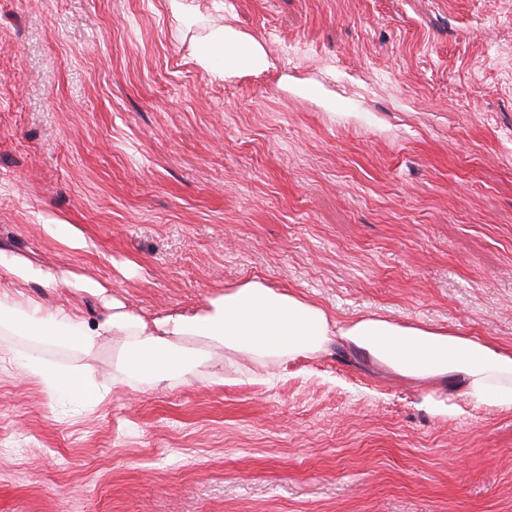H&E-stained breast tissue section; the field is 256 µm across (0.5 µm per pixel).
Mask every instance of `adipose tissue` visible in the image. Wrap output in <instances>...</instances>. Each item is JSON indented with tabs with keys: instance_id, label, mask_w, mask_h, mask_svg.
<instances>
[{
	"instance_id": "1",
	"label": "adipose tissue",
	"mask_w": 512,
	"mask_h": 512,
	"mask_svg": "<svg viewBox=\"0 0 512 512\" xmlns=\"http://www.w3.org/2000/svg\"><path fill=\"white\" fill-rule=\"evenodd\" d=\"M205 44L198 65L211 67L215 55H222L228 76L271 65L258 40L225 25L211 28ZM2 311L24 313L19 327L25 333L40 326L43 339L82 351L92 350L104 334L121 336L129 365L155 376L194 374L210 364V345L222 348L225 358L244 354L262 367L336 348L413 381L430 398L454 390L490 406L512 404L511 350L453 328L399 324L376 315L342 322L321 305L257 279L227 287L223 298L201 312L171 313L150 322L116 299L111 318L88 326L73 311L61 307L48 313L39 301L0 287ZM29 371L47 391L75 396L88 405L107 395L81 371L62 373L36 363Z\"/></svg>"
}]
</instances>
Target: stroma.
I'll return each mask as SVG.
<instances>
[{
  "mask_svg": "<svg viewBox=\"0 0 512 512\" xmlns=\"http://www.w3.org/2000/svg\"><path fill=\"white\" fill-rule=\"evenodd\" d=\"M185 2L0 0V252L59 279L13 291L92 325L258 279L512 348V0ZM211 23L272 67L200 68ZM122 358L0 326V512H512V407L342 351L221 384ZM28 370L32 375L39 378L47 391L53 394L67 393L87 405L100 403L108 393L106 389L100 388L82 371L74 370L69 373H62L43 367L38 363L30 365Z\"/></svg>",
  "mask_w": 512,
  "mask_h": 512,
  "instance_id": "1",
  "label": "stroma"
}]
</instances>
